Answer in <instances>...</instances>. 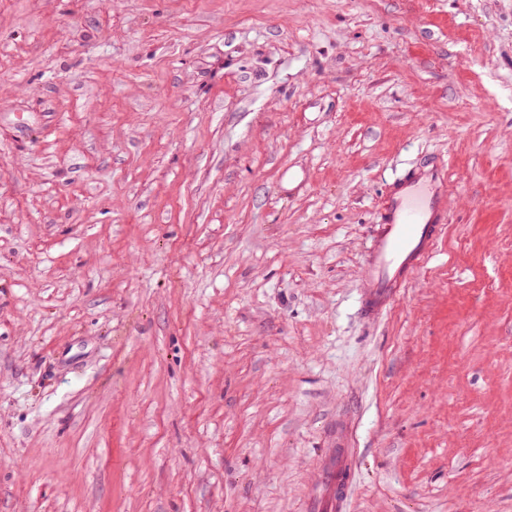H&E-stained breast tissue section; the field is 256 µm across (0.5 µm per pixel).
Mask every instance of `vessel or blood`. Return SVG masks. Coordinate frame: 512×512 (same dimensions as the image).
<instances>
[{"label":"vessel or blood","mask_w":512,"mask_h":512,"mask_svg":"<svg viewBox=\"0 0 512 512\" xmlns=\"http://www.w3.org/2000/svg\"><path fill=\"white\" fill-rule=\"evenodd\" d=\"M372 236L361 278V307L377 319L415 271L433 254L447 222V187L441 169L415 170L394 181ZM351 450L344 440L322 458L326 492L310 503L312 512H341L351 471Z\"/></svg>","instance_id":"b4317fda"}]
</instances>
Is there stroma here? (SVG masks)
I'll return each instance as SVG.
<instances>
[{
	"instance_id": "1",
	"label": "stroma",
	"mask_w": 512,
	"mask_h": 512,
	"mask_svg": "<svg viewBox=\"0 0 512 512\" xmlns=\"http://www.w3.org/2000/svg\"><path fill=\"white\" fill-rule=\"evenodd\" d=\"M340 418L342 512H512V0H0V512H307ZM387 193L360 285L362 311L371 320L424 266L447 223V187L441 168L409 171Z\"/></svg>"
}]
</instances>
